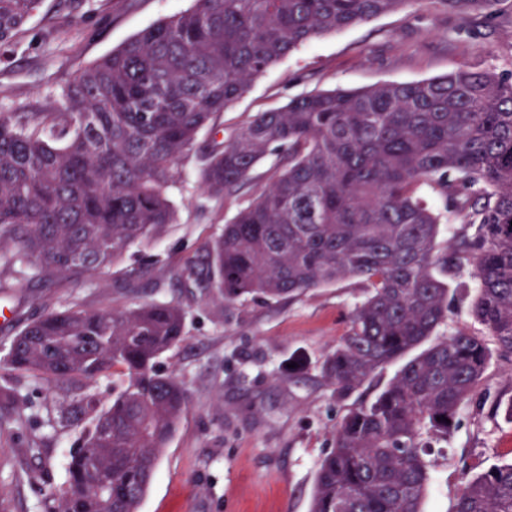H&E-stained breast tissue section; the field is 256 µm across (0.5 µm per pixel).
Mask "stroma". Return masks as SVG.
<instances>
[{
  "mask_svg": "<svg viewBox=\"0 0 512 512\" xmlns=\"http://www.w3.org/2000/svg\"><path fill=\"white\" fill-rule=\"evenodd\" d=\"M194 0H86L70 17L65 0H42L16 45L0 50V113L57 112L72 74L111 53L143 28L189 9ZM512 71V0L492 16L444 11L428 0L319 36L269 67L230 103L199 146L227 137L254 113L284 107L324 90H360L413 82L460 67ZM200 154L181 166L171 190L173 224L151 242L128 248L105 274L35 277L23 265L0 266V367L21 328L69 304L123 309L170 301L185 313L182 341L158 366L173 373L190 402L163 449L138 512H309L316 472L347 408L372 398L394 376L391 363L347 395L330 387L323 362L345 334L363 294L355 280L268 301L232 304L187 285L184 273L204 244L267 184L261 161L232 198L199 187ZM136 278H128L130 270ZM437 336L461 330L485 336L469 313L475 280L462 271ZM17 401L0 405V512H48L80 427L61 422L74 402L60 388L26 376L14 380ZM512 397V361L492 353L473 399L462 405L436 456L425 512H452L465 476L512 462V418L497 401Z\"/></svg>",
  "mask_w": 512,
  "mask_h": 512,
  "instance_id": "obj_1",
  "label": "stroma"
}]
</instances>
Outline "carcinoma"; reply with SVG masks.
<instances>
[{
	"mask_svg": "<svg viewBox=\"0 0 512 512\" xmlns=\"http://www.w3.org/2000/svg\"><path fill=\"white\" fill-rule=\"evenodd\" d=\"M78 70L61 112L0 114V259L40 278L109 268L174 223L170 190L199 132L300 45L414 0H194ZM490 10L501 0H430ZM41 0H0V46L16 43ZM271 181L188 268L226 303L279 301L355 279L363 298L323 363L342 394L411 351L355 402L319 464L309 512H424L434 445L490 359L448 317L451 274L472 267L471 315L512 359V73L460 68L414 82L328 90L259 112L202 150L200 186L230 197L256 164ZM460 224L449 251L444 224ZM183 310L77 304L14 337L18 375L81 392L60 419L91 421L64 466L52 512H138L189 403L156 360L183 335ZM119 373L112 401L89 386ZM107 485L94 491V483ZM452 512H512V462L469 477Z\"/></svg>",
	"mask_w": 512,
	"mask_h": 512,
	"instance_id": "carcinoma-1",
	"label": "carcinoma"
}]
</instances>
